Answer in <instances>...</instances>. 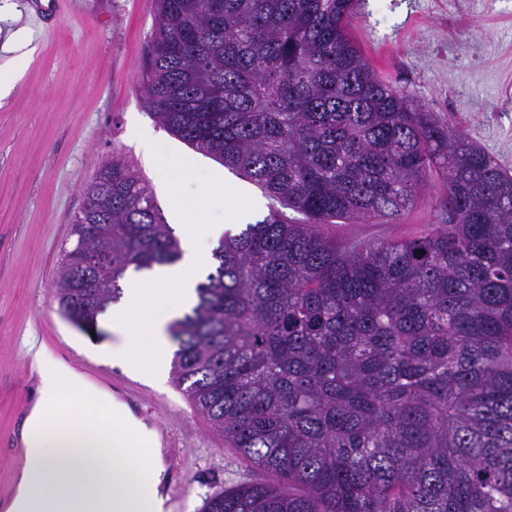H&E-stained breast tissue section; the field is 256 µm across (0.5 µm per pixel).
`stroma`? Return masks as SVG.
<instances>
[{
  "mask_svg": "<svg viewBox=\"0 0 512 512\" xmlns=\"http://www.w3.org/2000/svg\"><path fill=\"white\" fill-rule=\"evenodd\" d=\"M155 14L154 0H0V64L20 52L31 57L0 99V512L23 462L19 433L36 396L24 353L31 338L157 429L163 492L177 496L178 512H200L208 495L264 477L174 383L151 387L99 355L113 341L110 321L87 334L60 314L53 295L84 189L113 155L144 179L174 229L224 223L239 190L263 197L146 108L141 84ZM350 31L395 88L512 171V0H366ZM139 124L151 127L163 157L192 160V167L158 169L139 143ZM447 193L435 176L400 222L325 230L340 242L408 237L439 223Z\"/></svg>",
  "mask_w": 512,
  "mask_h": 512,
  "instance_id": "35a3bbf8",
  "label": "stroma"
}]
</instances>
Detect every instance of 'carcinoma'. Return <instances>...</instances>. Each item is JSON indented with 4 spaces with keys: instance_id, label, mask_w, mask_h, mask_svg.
Masks as SVG:
<instances>
[{
    "instance_id": "carcinoma-1",
    "label": "carcinoma",
    "mask_w": 512,
    "mask_h": 512,
    "mask_svg": "<svg viewBox=\"0 0 512 512\" xmlns=\"http://www.w3.org/2000/svg\"><path fill=\"white\" fill-rule=\"evenodd\" d=\"M354 8L157 0L146 107L269 200L224 233L168 328L177 386L275 476L201 512H512V175L373 69ZM435 175L448 197L434 228L372 243L322 229L392 223ZM85 196L54 284L78 328L129 268L182 257L123 159Z\"/></svg>"
}]
</instances>
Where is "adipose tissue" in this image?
I'll list each match as a JSON object with an SVG mask.
<instances>
[{"label": "adipose tissue", "mask_w": 512, "mask_h": 512, "mask_svg": "<svg viewBox=\"0 0 512 512\" xmlns=\"http://www.w3.org/2000/svg\"><path fill=\"white\" fill-rule=\"evenodd\" d=\"M224 225L199 236L181 227V260L129 272L123 300L112 308L113 363L156 385L166 381L169 325L196 302L213 243ZM26 355L37 395L22 425L24 463L8 512H166L159 435L129 407L36 344ZM149 447L140 457L135 446Z\"/></svg>", "instance_id": "1"}]
</instances>
